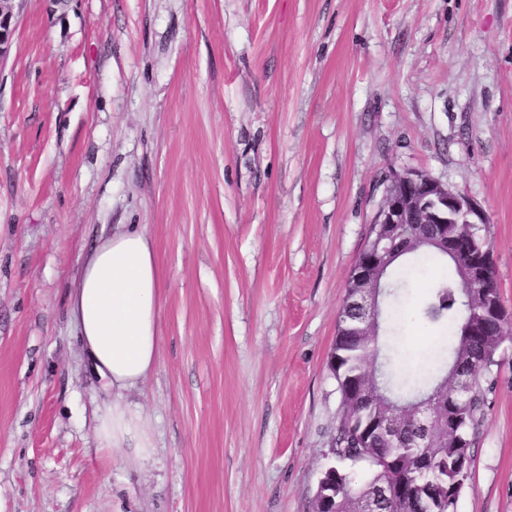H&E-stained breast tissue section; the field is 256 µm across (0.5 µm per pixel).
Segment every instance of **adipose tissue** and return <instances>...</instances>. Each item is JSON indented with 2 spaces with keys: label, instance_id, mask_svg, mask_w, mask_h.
I'll return each mask as SVG.
<instances>
[{
  "label": "adipose tissue",
  "instance_id": "1",
  "mask_svg": "<svg viewBox=\"0 0 512 512\" xmlns=\"http://www.w3.org/2000/svg\"><path fill=\"white\" fill-rule=\"evenodd\" d=\"M161 307V271L143 229L116 225L80 259L69 313L92 374L112 391V403L98 420L97 440L129 467L153 455L151 424L124 394L158 363Z\"/></svg>",
  "mask_w": 512,
  "mask_h": 512
}]
</instances>
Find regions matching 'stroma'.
I'll return each instance as SVG.
<instances>
[{
  "instance_id": "obj_1",
  "label": "stroma",
  "mask_w": 512,
  "mask_h": 512,
  "mask_svg": "<svg viewBox=\"0 0 512 512\" xmlns=\"http://www.w3.org/2000/svg\"><path fill=\"white\" fill-rule=\"evenodd\" d=\"M0 62V512H308L340 416L329 358L390 170L477 202L512 316V0H18ZM138 224L162 353L129 402L156 448H99L112 401L68 311ZM433 269L383 302L395 386L448 338ZM457 512H512V335Z\"/></svg>"
}]
</instances>
